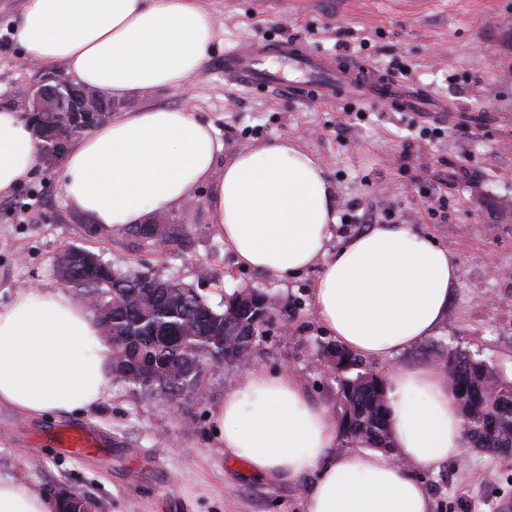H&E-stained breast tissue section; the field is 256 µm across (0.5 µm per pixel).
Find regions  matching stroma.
Listing matches in <instances>:
<instances>
[{
  "label": "stroma",
  "mask_w": 512,
  "mask_h": 512,
  "mask_svg": "<svg viewBox=\"0 0 512 512\" xmlns=\"http://www.w3.org/2000/svg\"><path fill=\"white\" fill-rule=\"evenodd\" d=\"M25 0H0V108L18 109L20 85L68 80L64 66L28 59L18 40ZM215 40L187 88L155 89L112 103L181 108L210 124L219 146L212 179L244 149L285 138L322 162L336 192L335 239L375 224H412L448 248L460 266L448 315L435 336L400 354L363 358L386 376L396 366L443 364L463 351L512 379V0H204ZM286 39L318 55L341 56L436 95L438 112H404L391 101L348 94L309 101L225 79L224 53ZM210 181L165 215L183 226L163 250L131 230L93 227L63 196L59 171L37 170L0 198V305L22 288H58L65 244L87 247L123 274L196 284L215 308L234 292L263 293L274 304L252 349L255 368L291 373L309 397L339 415L334 339L315 317L311 266L281 280L238 265L225 250L206 199ZM207 281L199 283L198 270ZM492 296L484 304L482 296ZM246 372L209 375L187 413L174 403L113 384L96 410L36 418L0 406V478L51 494L94 499L97 512H303L308 479L268 483L224 453L214 420ZM80 423L106 441L80 459L47 438ZM432 512H512V459L471 447L435 469L411 467Z\"/></svg>",
  "instance_id": "1"
}]
</instances>
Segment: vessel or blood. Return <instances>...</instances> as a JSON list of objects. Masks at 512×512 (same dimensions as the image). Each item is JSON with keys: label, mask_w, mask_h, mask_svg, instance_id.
Masks as SVG:
<instances>
[{"label": "vessel or blood", "mask_w": 512, "mask_h": 512, "mask_svg": "<svg viewBox=\"0 0 512 512\" xmlns=\"http://www.w3.org/2000/svg\"><path fill=\"white\" fill-rule=\"evenodd\" d=\"M279 50L298 71L307 75L305 89L316 99L335 100L341 90L347 87L369 97L397 101L407 112H434L438 109L432 94L410 90L392 80L373 79L366 67L338 64L334 58L309 53L293 42L280 43ZM265 53L261 45L246 55L227 51L224 55L225 76L245 84L261 83L274 89H288L289 84L282 73L267 65ZM60 440L74 458L85 456L96 446L80 425L70 426Z\"/></svg>", "instance_id": "obj_1"}]
</instances>
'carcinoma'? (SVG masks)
<instances>
[{"mask_svg": "<svg viewBox=\"0 0 512 512\" xmlns=\"http://www.w3.org/2000/svg\"><path fill=\"white\" fill-rule=\"evenodd\" d=\"M65 286L89 305L112 345V380L168 402L179 403L203 388L199 364H236L261 336L263 301L242 293L214 309L207 299L191 295L179 282L121 275L102 262L88 269L84 247L68 246ZM339 381L341 431L351 442L385 454L395 451L387 429L384 381L359 371L355 355L328 349ZM355 371L350 376L348 372ZM449 389L464 414V435L475 447L512 454V381L482 361L453 352L447 365ZM65 512H82L94 502L76 492L58 493Z\"/></svg>", "mask_w": 512, "mask_h": 512, "instance_id": "1", "label": "carcinoma"}]
</instances>
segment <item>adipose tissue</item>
<instances>
[{
  "label": "adipose tissue",
  "instance_id": "obj_1",
  "mask_svg": "<svg viewBox=\"0 0 512 512\" xmlns=\"http://www.w3.org/2000/svg\"><path fill=\"white\" fill-rule=\"evenodd\" d=\"M18 38L42 65L120 99L183 88L202 70L214 24L200 0H26ZM211 125L182 109L112 116L62 157L67 200L118 231L167 212L203 181L213 222L238 264L281 279L322 261L315 315L348 351L393 357L438 333L460 268L411 224H376L329 249L336 197L320 162L285 139L238 152L218 180ZM40 163L24 113L0 110V196ZM112 395V350L86 306L59 288H28L0 305V406L35 417L92 411ZM398 454L425 469L460 455V409L443 367L399 366L386 378ZM224 451L274 483L306 475L304 512H431L421 481L379 451L337 450L329 410L288 373L246 372L215 417ZM62 503L0 479V512H60Z\"/></svg>",
  "mask_w": 512,
  "mask_h": 512
}]
</instances>
